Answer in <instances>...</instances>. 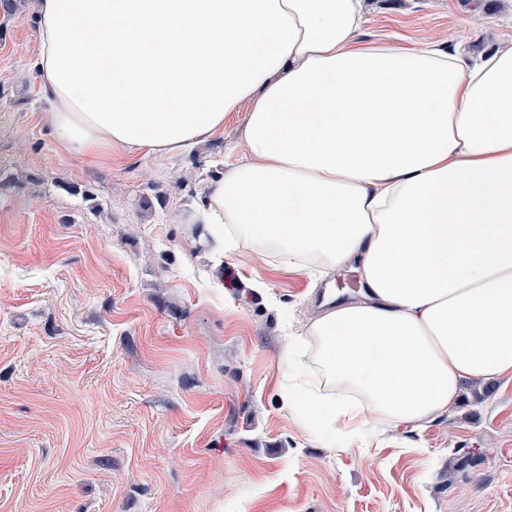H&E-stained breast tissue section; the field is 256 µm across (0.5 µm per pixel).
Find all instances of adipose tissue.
Here are the masks:
<instances>
[{
  "instance_id": "1",
  "label": "adipose tissue",
  "mask_w": 512,
  "mask_h": 512,
  "mask_svg": "<svg viewBox=\"0 0 512 512\" xmlns=\"http://www.w3.org/2000/svg\"><path fill=\"white\" fill-rule=\"evenodd\" d=\"M55 140L84 160L172 155L246 110L201 241L322 277L356 266L283 353L312 434L437 421L512 380V41L362 44L364 0H37Z\"/></svg>"
}]
</instances>
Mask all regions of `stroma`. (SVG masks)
<instances>
[{
	"label": "stroma",
	"mask_w": 512,
	"mask_h": 512,
	"mask_svg": "<svg viewBox=\"0 0 512 512\" xmlns=\"http://www.w3.org/2000/svg\"><path fill=\"white\" fill-rule=\"evenodd\" d=\"M14 4L0 8V512H512V383L349 444L282 409L284 333L321 281L246 255L212 267L184 222L237 159L245 112L174 155L73 159L44 121L33 0ZM359 38L477 60L512 41V0H367ZM463 457L468 478L448 477Z\"/></svg>",
	"instance_id": "obj_1"
}]
</instances>
